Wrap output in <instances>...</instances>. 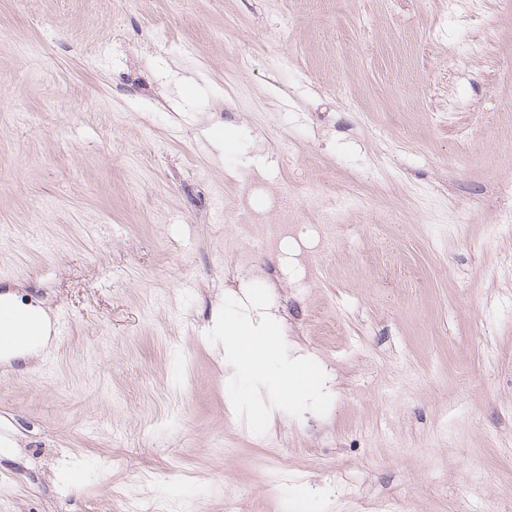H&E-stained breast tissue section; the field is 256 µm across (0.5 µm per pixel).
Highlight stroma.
I'll return each instance as SVG.
<instances>
[{"label": "stroma", "mask_w": 512, "mask_h": 512, "mask_svg": "<svg viewBox=\"0 0 512 512\" xmlns=\"http://www.w3.org/2000/svg\"><path fill=\"white\" fill-rule=\"evenodd\" d=\"M291 176L332 250L235 269L218 200ZM510 214L512 0H0V294L49 325L0 512H512ZM250 295L321 382L267 423L213 331Z\"/></svg>", "instance_id": "1"}]
</instances>
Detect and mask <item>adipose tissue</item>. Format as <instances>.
I'll return each instance as SVG.
<instances>
[{"label":"adipose tissue","instance_id":"1","mask_svg":"<svg viewBox=\"0 0 512 512\" xmlns=\"http://www.w3.org/2000/svg\"><path fill=\"white\" fill-rule=\"evenodd\" d=\"M274 324V317L269 315L255 323L238 319L230 312L216 320L218 329L224 332V355L234 364L235 378L261 382L272 404L305 400L315 390L317 380L299 360L273 367Z\"/></svg>","mask_w":512,"mask_h":512}]
</instances>
